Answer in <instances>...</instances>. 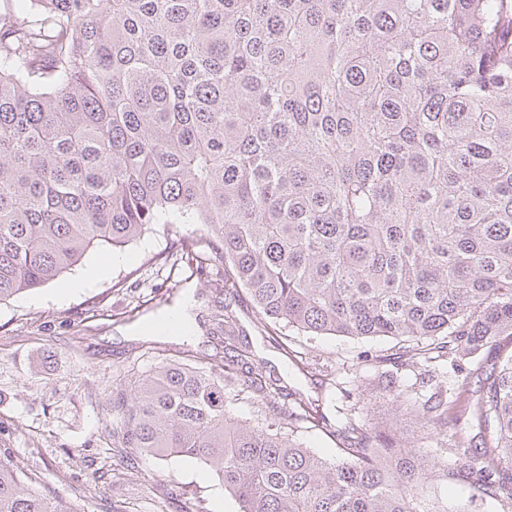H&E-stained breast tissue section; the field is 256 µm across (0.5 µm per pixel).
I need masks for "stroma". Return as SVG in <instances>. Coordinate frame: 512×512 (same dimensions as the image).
I'll use <instances>...</instances> for the list:
<instances>
[{
	"instance_id": "stroma-1",
	"label": "stroma",
	"mask_w": 512,
	"mask_h": 512,
	"mask_svg": "<svg viewBox=\"0 0 512 512\" xmlns=\"http://www.w3.org/2000/svg\"><path fill=\"white\" fill-rule=\"evenodd\" d=\"M171 246L167 225L154 224L124 248L123 263L107 266L110 248L97 249L60 279L0 303V443L51 488L64 512H83L88 503L97 512H182L189 503L195 512H238L223 484L199 463L141 457L128 467L105 426L113 384L128 373H151L166 350L182 342L173 335L153 343L140 327L187 300L205 319L218 301L214 270L188 275L155 264L154 254ZM94 269L100 275L92 287L67 289ZM250 314L247 308L240 313L241 339L267 373L313 397L314 383L298 368L309 364L329 376V406L349 409L372 427L418 435L409 404L380 398L368 365L394 353V339L312 338L291 330L285 342L298 357L293 363L272 348Z\"/></svg>"
}]
</instances>
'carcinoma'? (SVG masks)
Listing matches in <instances>:
<instances>
[{
  "mask_svg": "<svg viewBox=\"0 0 512 512\" xmlns=\"http://www.w3.org/2000/svg\"><path fill=\"white\" fill-rule=\"evenodd\" d=\"M152 224L212 239L173 254L221 266L220 362L112 387L127 459L194 460L240 512H436L424 485L450 481L512 512V0H0V302ZM233 288L281 349L280 327L401 342L373 367L394 400L418 370L422 435L265 374ZM235 389L277 427L231 418ZM318 422L331 458L297 437ZM11 460L0 512H63Z\"/></svg>",
  "mask_w": 512,
  "mask_h": 512,
  "instance_id": "carcinoma-1",
  "label": "carcinoma"
}]
</instances>
